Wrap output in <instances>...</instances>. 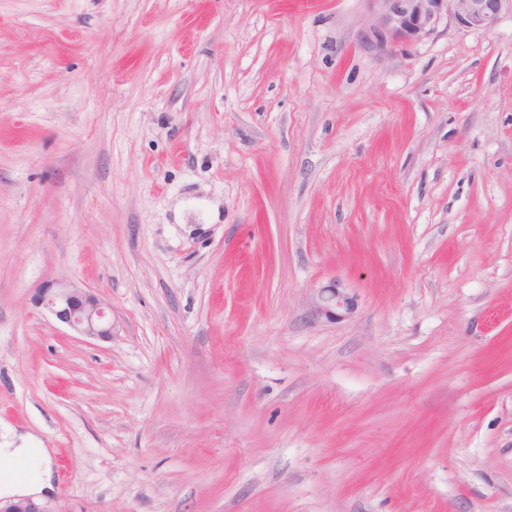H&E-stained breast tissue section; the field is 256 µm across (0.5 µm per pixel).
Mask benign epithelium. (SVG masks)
<instances>
[{
    "label": "benign epithelium",
    "instance_id": "benign-epithelium-1",
    "mask_svg": "<svg viewBox=\"0 0 512 512\" xmlns=\"http://www.w3.org/2000/svg\"><path fill=\"white\" fill-rule=\"evenodd\" d=\"M373 20L363 34L365 43L379 51L407 47L430 37L441 19L451 16L468 28H488L497 18L503 0H368ZM35 304L67 325L77 336L106 340L115 335L111 308L91 290L70 282L52 280L37 290ZM316 316L336 321L355 309L353 297L332 279L315 289L312 297ZM0 512H50L32 499L0 503Z\"/></svg>",
    "mask_w": 512,
    "mask_h": 512
}]
</instances>
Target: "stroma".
<instances>
[{"label":"stroma","instance_id":"stroma-1","mask_svg":"<svg viewBox=\"0 0 512 512\" xmlns=\"http://www.w3.org/2000/svg\"><path fill=\"white\" fill-rule=\"evenodd\" d=\"M370 20L0 0V438L54 512H512V0L405 51ZM313 312L317 317L336 321L350 316L355 309L353 297L336 279L315 288L312 297ZM35 304L76 336L99 340L115 336L117 324L112 321L111 308L87 288L66 281H47L38 288ZM17 455L24 454L37 461L33 469L32 477L25 483H17L11 478H0V495H31L43 493L46 488H50V467L47 459V453L43 448H0V454ZM43 466L41 467V465Z\"/></svg>","mask_w":512,"mask_h":512}]
</instances>
